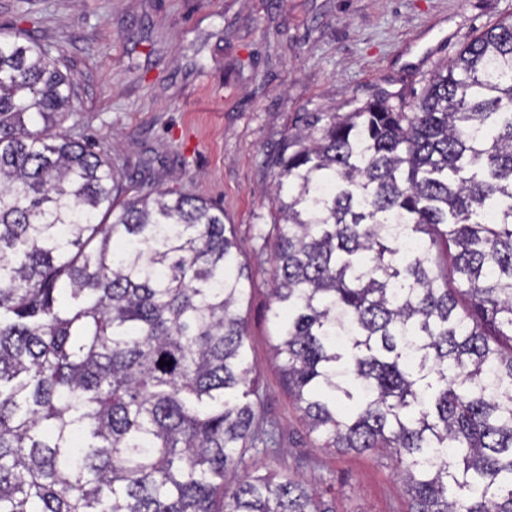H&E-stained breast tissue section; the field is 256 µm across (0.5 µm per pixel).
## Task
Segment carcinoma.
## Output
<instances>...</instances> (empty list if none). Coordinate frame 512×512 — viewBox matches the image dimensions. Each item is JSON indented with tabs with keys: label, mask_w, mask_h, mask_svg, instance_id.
<instances>
[{
	"label": "carcinoma",
	"mask_w": 512,
	"mask_h": 512,
	"mask_svg": "<svg viewBox=\"0 0 512 512\" xmlns=\"http://www.w3.org/2000/svg\"><path fill=\"white\" fill-rule=\"evenodd\" d=\"M76 101L0 36V512H333L286 474L224 485L279 447L233 228L55 130ZM320 121L270 162L288 391L321 446L391 453L410 512H512V19L415 103Z\"/></svg>",
	"instance_id": "carcinoma-1"
}]
</instances>
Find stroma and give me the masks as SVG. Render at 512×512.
<instances>
[{
  "label": "stroma",
  "mask_w": 512,
  "mask_h": 512,
  "mask_svg": "<svg viewBox=\"0 0 512 512\" xmlns=\"http://www.w3.org/2000/svg\"><path fill=\"white\" fill-rule=\"evenodd\" d=\"M512 0H0V34L29 28L70 72L59 119L125 177L197 195L234 225L248 277L247 362L281 450L249 462L323 492L334 512H407L386 454L319 447L276 357L268 156L351 99H413Z\"/></svg>",
  "instance_id": "35a3bbf8"
}]
</instances>
